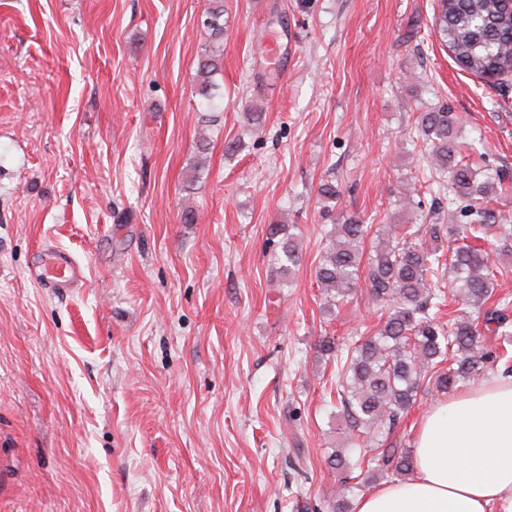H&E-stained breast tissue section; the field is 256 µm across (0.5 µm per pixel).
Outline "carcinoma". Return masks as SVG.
<instances>
[{"label":"carcinoma","mask_w":512,"mask_h":512,"mask_svg":"<svg viewBox=\"0 0 512 512\" xmlns=\"http://www.w3.org/2000/svg\"><path fill=\"white\" fill-rule=\"evenodd\" d=\"M440 39L456 65L483 80L512 76V0H439ZM204 25L211 44L198 63L200 95L209 97L224 41V5L215 0ZM458 117L444 110L425 112L418 133L433 163L429 178L458 205L462 224H405L379 234L362 262L367 225L349 219L334 225L315 276L328 306L335 307L365 284L386 314L367 336L322 339L319 350L336 357V407L355 439L369 443L361 463L375 479L403 478L413 454L391 442V431L415 404L420 389L449 392L461 383H477L505 353L484 346V336L507 337L509 303L487 305L512 256V219L489 206L492 197L512 188L501 171L480 170L464 161L457 141ZM278 238L274 261L283 275L299 260L295 237L281 224L270 225ZM493 240L491 251L478 242ZM448 287L433 288L434 277ZM449 300L469 311L446 322L436 320ZM483 313L482 317L472 313ZM359 484L344 486L331 512H349L348 496Z\"/></svg>","instance_id":"carcinoma-1"}]
</instances>
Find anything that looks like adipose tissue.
I'll return each mask as SVG.
<instances>
[{
	"label": "adipose tissue",
	"instance_id": "ef3b65f1",
	"mask_svg": "<svg viewBox=\"0 0 512 512\" xmlns=\"http://www.w3.org/2000/svg\"><path fill=\"white\" fill-rule=\"evenodd\" d=\"M355 512H512V377L435 403L412 473L362 494Z\"/></svg>",
	"mask_w": 512,
	"mask_h": 512
}]
</instances>
